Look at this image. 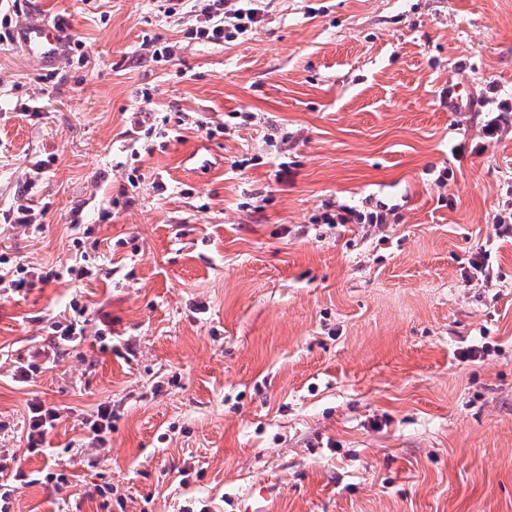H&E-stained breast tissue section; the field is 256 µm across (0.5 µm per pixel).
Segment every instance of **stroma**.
I'll list each match as a JSON object with an SVG mask.
<instances>
[{
	"label": "stroma",
	"instance_id": "obj_1",
	"mask_svg": "<svg viewBox=\"0 0 512 512\" xmlns=\"http://www.w3.org/2000/svg\"><path fill=\"white\" fill-rule=\"evenodd\" d=\"M23 2L0 17L83 55L0 43V253L54 273L0 289V451L68 478L11 512H512V125L483 135L512 0H264L229 43L156 0ZM381 202L378 228L311 221ZM35 399L61 419L30 454ZM20 36L27 53L42 64L61 54L63 32L55 24L31 20L20 28ZM83 424L93 433L94 438L104 445V436L112 431V408L107 404L99 405L96 415L83 421Z\"/></svg>",
	"mask_w": 512,
	"mask_h": 512
}]
</instances>
